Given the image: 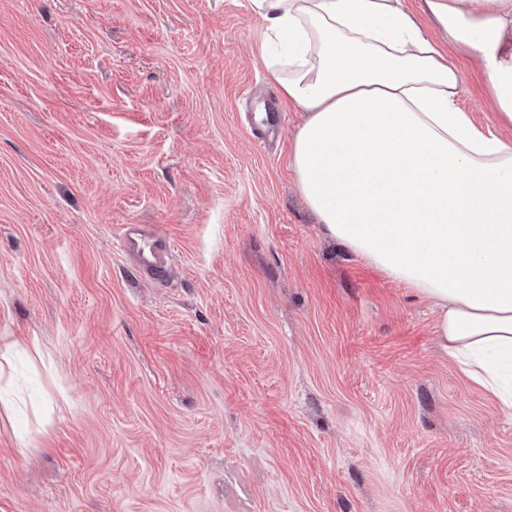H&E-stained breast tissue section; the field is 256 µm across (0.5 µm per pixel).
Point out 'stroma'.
<instances>
[{
  "mask_svg": "<svg viewBox=\"0 0 512 512\" xmlns=\"http://www.w3.org/2000/svg\"><path fill=\"white\" fill-rule=\"evenodd\" d=\"M263 33L250 0H0V512H512V412L308 209ZM121 246L136 254L141 271L156 280H165L169 275L168 252L163 241L154 239L139 225L128 224Z\"/></svg>",
  "mask_w": 512,
  "mask_h": 512,
  "instance_id": "stroma-1",
  "label": "stroma"
}]
</instances>
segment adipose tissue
I'll return each instance as SVG.
<instances>
[{
  "label": "adipose tissue",
  "mask_w": 512,
  "mask_h": 512,
  "mask_svg": "<svg viewBox=\"0 0 512 512\" xmlns=\"http://www.w3.org/2000/svg\"><path fill=\"white\" fill-rule=\"evenodd\" d=\"M250 3L270 80L306 114L291 165L307 205L428 300L441 350L512 409V141L461 110L459 68L401 0ZM424 10L512 128V0Z\"/></svg>",
  "instance_id": "1"
}]
</instances>
